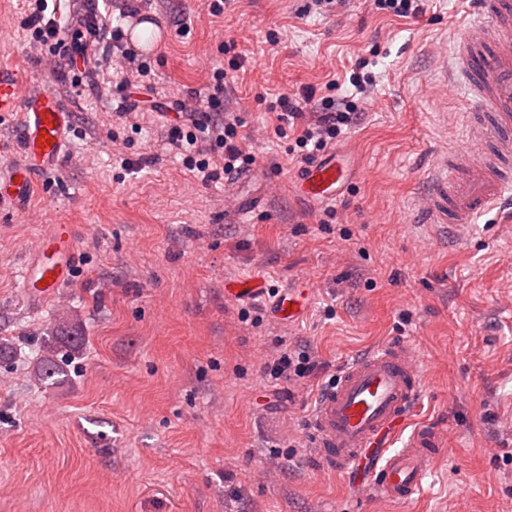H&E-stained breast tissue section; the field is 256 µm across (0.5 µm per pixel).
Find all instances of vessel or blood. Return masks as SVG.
<instances>
[{
	"instance_id": "b4317fda",
	"label": "vessel or blood",
	"mask_w": 512,
	"mask_h": 512,
	"mask_svg": "<svg viewBox=\"0 0 512 512\" xmlns=\"http://www.w3.org/2000/svg\"><path fill=\"white\" fill-rule=\"evenodd\" d=\"M457 82L469 95L465 126L473 145L453 151L433 177L424 214L432 224H470L512 193V0H477L476 15L455 41ZM20 117L24 158L0 171V204L26 202L37 173L55 170L66 150L71 114L55 95H25L20 74L0 66V120ZM344 167L335 153L309 163L297 176L301 193L335 200ZM48 251L26 269V297L42 304L72 277L71 230L59 227ZM307 293L287 288L270 304L273 316L294 322ZM422 391L407 347L390 343L344 365L335 384L318 397L308 431L314 467L350 480L356 497L378 496L407 504L423 489L442 450L432 429L417 428L404 448L390 445Z\"/></svg>"
}]
</instances>
